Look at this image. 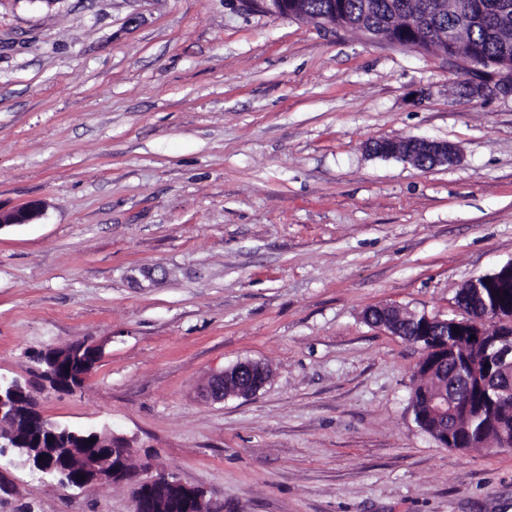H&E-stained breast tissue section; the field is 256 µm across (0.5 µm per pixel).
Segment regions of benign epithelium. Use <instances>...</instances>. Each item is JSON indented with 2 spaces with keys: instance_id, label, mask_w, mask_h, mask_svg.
I'll return each instance as SVG.
<instances>
[{
  "instance_id": "1",
  "label": "benign epithelium",
  "mask_w": 512,
  "mask_h": 512,
  "mask_svg": "<svg viewBox=\"0 0 512 512\" xmlns=\"http://www.w3.org/2000/svg\"><path fill=\"white\" fill-rule=\"evenodd\" d=\"M250 7L267 13L306 23L336 25V14L312 18L302 8V0H242ZM498 10L476 0L469 16L485 23L496 20ZM422 20H411L403 30L405 41H390L395 47L421 51L427 39L423 37ZM458 64L464 76L462 93L481 98L497 93L512 94V59L495 65V71L485 76L490 62L470 53H443ZM369 151L379 157L399 158L416 166L449 165L457 160L456 147L447 141L429 139H380L369 144ZM36 215L33 207L9 213L0 212V227L26 224ZM494 288H512V262L497 271L470 280L461 289L456 303L463 315L453 318L430 316L426 313L404 312L392 305L372 306L365 310L369 324L384 328L394 336H405L407 327L426 341L419 366L438 382L434 390L424 391L425 418L435 420L432 437L442 448L463 450L460 425L448 421L457 416L461 402L455 392L458 383H477L499 399L512 398V303L507 299L488 301L485 296ZM457 347L473 346L483 351L490 376L478 363L457 367L458 381L450 382L443 373L448 364V341ZM99 346L75 343L64 348L47 350L40 359L41 376L51 387L74 392L77 387L61 376L73 371L75 363L84 365L79 377L84 379L100 358ZM270 371L264 364L245 360L211 375L203 392L212 402L230 397L248 398L258 393L269 381ZM95 442H90V439ZM12 450L33 472L48 474L65 489H85L105 483H127L131 488L132 512H212L204 492L184 483L177 476L155 471L152 460L138 466L129 465L133 451L120 436L96 430H74L67 425L45 418L33 405L31 395L17 378L0 377V455Z\"/></svg>"
}]
</instances>
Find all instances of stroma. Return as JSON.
<instances>
[{
  "instance_id": "1",
  "label": "stroma",
  "mask_w": 512,
  "mask_h": 512,
  "mask_svg": "<svg viewBox=\"0 0 512 512\" xmlns=\"http://www.w3.org/2000/svg\"><path fill=\"white\" fill-rule=\"evenodd\" d=\"M455 63L241 0H0V375L129 439L215 512H512V451L414 419L421 346L368 324L454 316L512 261V95ZM458 149L420 169L379 139ZM89 341L81 389L37 355ZM249 398L201 390L236 362ZM0 456V512H131ZM270 371L261 362H237L208 379L203 396L212 402H224L230 397L248 398L258 393L269 381Z\"/></svg>"
}]
</instances>
